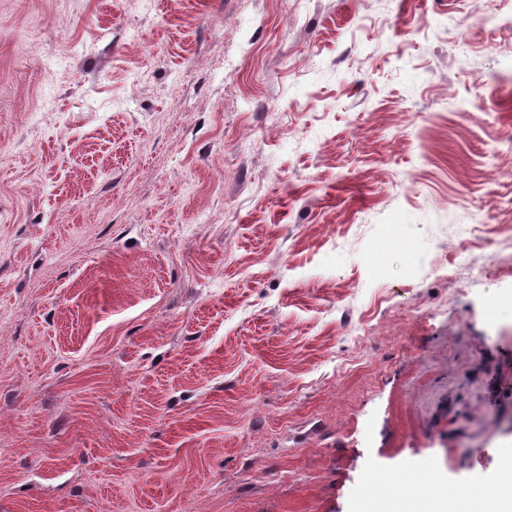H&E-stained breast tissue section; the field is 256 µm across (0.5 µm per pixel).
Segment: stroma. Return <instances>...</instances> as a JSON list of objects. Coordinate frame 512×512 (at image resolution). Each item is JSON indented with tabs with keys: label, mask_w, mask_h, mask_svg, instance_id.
Returning <instances> with one entry per match:
<instances>
[{
	"label": "stroma",
	"mask_w": 512,
	"mask_h": 512,
	"mask_svg": "<svg viewBox=\"0 0 512 512\" xmlns=\"http://www.w3.org/2000/svg\"><path fill=\"white\" fill-rule=\"evenodd\" d=\"M510 234L512 0H0V512L497 484Z\"/></svg>",
	"instance_id": "obj_1"
}]
</instances>
